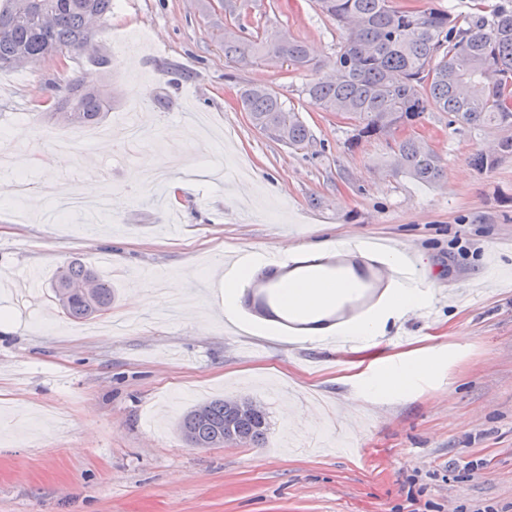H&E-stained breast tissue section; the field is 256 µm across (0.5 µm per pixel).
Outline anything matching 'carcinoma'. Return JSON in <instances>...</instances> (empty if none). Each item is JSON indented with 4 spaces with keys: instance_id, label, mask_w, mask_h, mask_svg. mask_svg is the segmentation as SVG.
Masks as SVG:
<instances>
[{
    "instance_id": "1",
    "label": "carcinoma",
    "mask_w": 512,
    "mask_h": 512,
    "mask_svg": "<svg viewBox=\"0 0 512 512\" xmlns=\"http://www.w3.org/2000/svg\"><path fill=\"white\" fill-rule=\"evenodd\" d=\"M6 0L0 7V70L14 69L19 54L51 60L83 50L87 23L112 15V0ZM321 10L346 31L336 52V75L317 77L304 94L322 112H334L353 126V141L394 139L395 169L425 183L445 175L439 157L418 137L394 138L397 129L411 124L428 110L448 112L476 126L512 128V0H498L487 9L473 0L463 15L425 6L397 7L393 0H318ZM53 25L43 30L40 18ZM224 59L251 65L282 61L296 71L315 68L304 41L290 36L272 39L241 36L224 29ZM61 93L57 126L82 130L99 125L110 107V96L70 79L53 86ZM240 109L260 131L272 129L274 140L293 148L310 143L313 135L299 113L286 109L270 88L247 86L239 92ZM512 153V136L495 151L473 157L475 166L491 168L498 156ZM280 274L266 273L267 293L255 298L261 314L283 324L288 309L280 291L271 288ZM64 313L74 321L97 318L112 309V281L75 261L62 266L52 284ZM186 443L212 448L226 443L263 445L270 420L261 405L248 415L234 412L230 402L214 399L188 410L178 422Z\"/></svg>"
}]
</instances>
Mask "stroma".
Wrapping results in <instances>:
<instances>
[{
  "mask_svg": "<svg viewBox=\"0 0 512 512\" xmlns=\"http://www.w3.org/2000/svg\"><path fill=\"white\" fill-rule=\"evenodd\" d=\"M225 0H117L98 55L73 52L26 71L0 70V151L36 180L69 188L110 175L114 210L94 233L51 223L52 199L0 198V284L26 272L45 290L0 287V512H512V156H473L504 129L426 112L411 134L441 158L435 184L395 172L387 141L349 147L351 126L310 105L311 71L224 61ZM251 29L305 41L321 72L343 37L317 0H232ZM99 84L112 97L107 158L71 132L57 162L51 80ZM261 84L298 112L313 140L272 141L236 103ZM223 168L196 177L200 154ZM170 168L179 184L131 187L132 167ZM387 238L425 254L434 300L388 326L375 346L337 350L240 309L224 320L214 259L274 253L316 238ZM78 260L109 277V336L49 315L59 267ZM180 276L186 302L163 314L156 277ZM425 350L431 379L404 394L364 393L375 356ZM242 394L271 419L264 446L193 448L179 418Z\"/></svg>",
  "mask_w": 512,
  "mask_h": 512,
  "instance_id": "stroma-1",
  "label": "stroma"
}]
</instances>
